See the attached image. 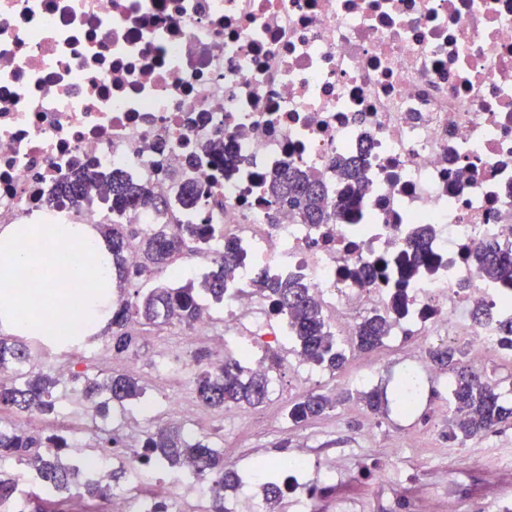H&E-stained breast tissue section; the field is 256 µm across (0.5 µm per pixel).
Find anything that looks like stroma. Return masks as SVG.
Instances as JSON below:
<instances>
[{
    "instance_id": "35a3bbf8",
    "label": "stroma",
    "mask_w": 512,
    "mask_h": 512,
    "mask_svg": "<svg viewBox=\"0 0 512 512\" xmlns=\"http://www.w3.org/2000/svg\"><path fill=\"white\" fill-rule=\"evenodd\" d=\"M135 333L144 356L135 377L157 407L155 419H145L137 410L123 414L114 408L105 414L97 412L82 404V383L75 380L68 387H56L58 412L16 419L6 414L0 416V422L14 423L44 436H82L80 450L85 456L97 454L98 439L108 431L132 445L143 441L158 422L167 419V394L195 399L194 380L199 368L194 355L199 346L191 340L192 330L181 325L139 326ZM177 348L184 351L188 375L159 377L157 359ZM346 355L342 369L321 371L305 388L297 385L291 369L281 367L272 378L276 389L262 407L221 411L206 407L199 419L183 423L182 430L234 455L241 472L261 462L277 461L289 449H307L314 462L307 478L321 489L314 512H394L400 498L408 502L409 512H448V490L454 486L467 492L460 512H487L489 489L512 495V474L499 473L497 458L498 449L512 448V426L487 435L488 445L476 457L461 462L449 460L448 371L430 359H422L419 369L423 395L416 409L403 413L391 403L374 413L358 393L393 391L406 368L404 352L389 340L370 353L347 348ZM357 371L364 374L359 385L350 379ZM310 390L338 397L339 402L320 418L294 423L288 412ZM244 422L249 425L245 431L240 428ZM483 476L492 480V488L480 486Z\"/></svg>"
}]
</instances>
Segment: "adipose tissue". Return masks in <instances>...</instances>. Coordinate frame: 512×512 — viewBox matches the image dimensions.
I'll return each instance as SVG.
<instances>
[{
    "instance_id": "1",
    "label": "adipose tissue",
    "mask_w": 512,
    "mask_h": 512,
    "mask_svg": "<svg viewBox=\"0 0 512 512\" xmlns=\"http://www.w3.org/2000/svg\"><path fill=\"white\" fill-rule=\"evenodd\" d=\"M90 254L92 264L78 261ZM80 291L62 298L59 286ZM116 286L112 252L105 239L85 224L0 225V334L42 340L58 323L73 326L68 348L89 347L109 320ZM31 312L21 315L22 305ZM50 315H41L44 305Z\"/></svg>"
}]
</instances>
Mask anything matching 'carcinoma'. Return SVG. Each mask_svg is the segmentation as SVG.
Returning <instances> with one entry per match:
<instances>
[{
    "mask_svg": "<svg viewBox=\"0 0 512 512\" xmlns=\"http://www.w3.org/2000/svg\"><path fill=\"white\" fill-rule=\"evenodd\" d=\"M106 182L112 204V222L99 225V230L112 250L118 270L126 275L140 277L167 267L173 256L190 246L199 253L216 235L212 224H155L148 231L137 228L124 218L125 213L151 207L163 214L168 210L165 199L139 183H132L120 175H100ZM94 177L78 168L57 190L61 199H82L91 202L88 194ZM271 203L289 205L296 210L304 224H327L342 219L341 205L327 209L321 183L310 175L288 166L277 172L270 182ZM136 242L138 263L125 264V255L131 242ZM481 256V270L491 280L512 281V254L500 251L493 243H482L476 248ZM238 245L224 243V250L214 260L216 268L195 281L178 287L156 286L135 291L133 299L119 301L112 311V352L122 356L136 347V337L130 330L133 324L162 326L176 320L194 325L203 312L213 305L224 304V270L231 269L238 260ZM253 285L274 301L289 331L288 339L309 361L332 372L340 370L346 361L344 350L331 333L320 301L308 288L288 280H274L263 270L254 273ZM389 319L385 315L365 317L358 326L355 341L364 351L382 347L387 339ZM432 361L453 373L450 398L453 417L448 419V438L471 439L498 431L512 424V406L505 405L495 383L464 361L466 351L437 349L429 352ZM33 350L24 342L9 336L0 337V372L21 368L7 381L0 380V408L16 415L46 414L54 411V389L59 385L56 376L34 364ZM195 390L199 401L210 408L231 406L258 407L267 398L268 379L262 373L246 374L237 364H213L196 377ZM83 393L98 411L110 405L125 408V403L143 396V387L129 375H113L102 381H86ZM396 398L402 405L414 402V385L410 378L397 385ZM335 407V400L322 393L310 392L289 410L297 422L318 417ZM68 447L66 438L58 435L43 437L20 428L0 427V458H12L23 464L34 465L38 491L28 494L19 512H71V492L86 502L84 512H99L98 502L107 500V492L114 484L129 480L132 473L123 468L109 470L102 479L81 473L62 454ZM144 464L181 470L186 466L202 476L214 480L213 512H224V490L241 485V475L224 464V451L211 447L203 439H188L177 427L159 426L143 444ZM267 478L265 502L279 497L280 489L272 469L259 467ZM19 475L0 471V505L17 503Z\"/></svg>",
    "mask_w": 512,
    "mask_h": 512,
    "instance_id": "cac0c4a2",
    "label": "carcinoma"
}]
</instances>
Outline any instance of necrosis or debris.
I'll list each match as a JSON object with an SVG mask.
<instances>
[{"label": "necrosis or debris", "instance_id": "4bbe7bcc", "mask_svg": "<svg viewBox=\"0 0 512 512\" xmlns=\"http://www.w3.org/2000/svg\"><path fill=\"white\" fill-rule=\"evenodd\" d=\"M214 139L223 158L203 149ZM341 158L360 165L354 190ZM83 163L168 199L167 215L138 210L133 223L204 217L220 232L208 260L223 239L239 244L224 335L246 349L244 371L285 360L314 372L258 349L284 329L252 285L257 264L312 288L343 341L401 288L391 333L407 357L450 336L478 369L512 363L500 330L512 282L485 278L474 256L482 242L512 246V0H0V224L110 222L103 196L54 199ZM290 164L327 204L345 202L343 219L273 211L265 182ZM186 183L205 190L190 209ZM378 261L382 276H358ZM189 489L182 473L146 496L116 487L112 512H208L205 497L187 506Z\"/></svg>", "mask_w": 512, "mask_h": 512}]
</instances>
